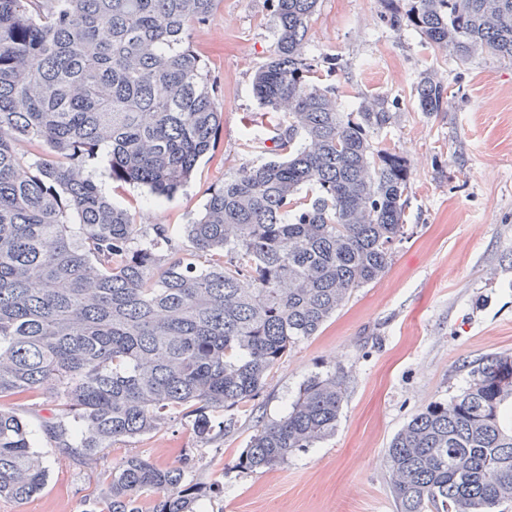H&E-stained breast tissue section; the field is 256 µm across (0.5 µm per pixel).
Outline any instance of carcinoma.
<instances>
[{
    "instance_id": "1",
    "label": "carcinoma",
    "mask_w": 512,
    "mask_h": 512,
    "mask_svg": "<svg viewBox=\"0 0 512 512\" xmlns=\"http://www.w3.org/2000/svg\"><path fill=\"white\" fill-rule=\"evenodd\" d=\"M215 0H0V497L26 500L47 470L20 402L50 389L40 422L58 448L93 458L150 433L168 410L211 417L255 399L288 350L318 335L353 292L379 279L397 244L412 169L372 134L394 120L377 99L340 112L313 79L308 31L318 0H273L269 59L254 73L259 107L279 118L270 157L211 192L184 233L145 229L88 171L171 198L214 150L222 105L191 33ZM410 23L465 62L512 63V0H415ZM432 114L447 86L424 73ZM48 158L31 164L19 146ZM451 402L433 401L393 436L397 512H500L512 502V355L469 372ZM340 376H314L288 412L262 421L239 457L271 470L336 432ZM189 463L132 456L112 470L104 512H197L206 488Z\"/></svg>"
}]
</instances>
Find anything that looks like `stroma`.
Here are the masks:
<instances>
[{
  "label": "stroma",
  "mask_w": 512,
  "mask_h": 512,
  "mask_svg": "<svg viewBox=\"0 0 512 512\" xmlns=\"http://www.w3.org/2000/svg\"><path fill=\"white\" fill-rule=\"evenodd\" d=\"M412 5L319 0L308 33L317 80L335 88L339 110L382 99L395 120L373 139L404 152L413 168L409 237L386 272L356 289L317 336L292 347L230 426L201 435L193 419L175 414L89 461L36 435L47 481L27 500L0 498V512H102L112 469L128 456L160 467L190 459L207 488L200 512H396L387 460L395 433L432 401L459 394L475 362L512 354V63L478 53L463 64L426 49L412 27L388 21ZM275 39L269 0H216L212 19L192 32L224 104L216 151L160 204L93 163L89 171L105 194L134 205L146 228L183 224L200 212L211 188L254 160L244 148L247 133L278 134L275 114L252 94ZM427 70L448 87L447 104L431 115L415 95ZM327 373L345 380L335 434L272 470L240 469L256 422L279 418L307 378Z\"/></svg>",
  "instance_id": "obj_1"
}]
</instances>
